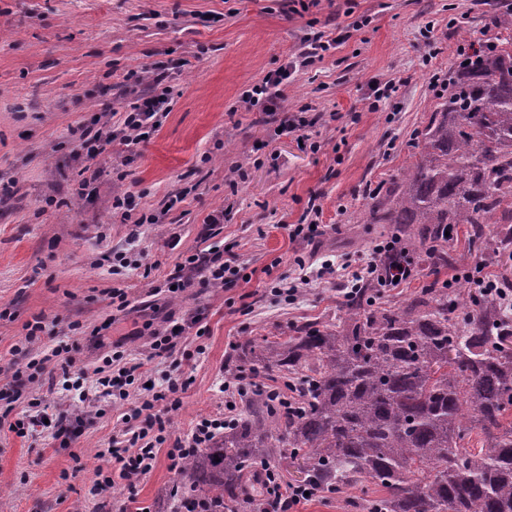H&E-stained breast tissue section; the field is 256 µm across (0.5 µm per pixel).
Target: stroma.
<instances>
[{
	"mask_svg": "<svg viewBox=\"0 0 512 512\" xmlns=\"http://www.w3.org/2000/svg\"><path fill=\"white\" fill-rule=\"evenodd\" d=\"M311 17L338 43L282 87L286 116L319 118L301 144L240 98L305 50ZM497 34L483 0H320L305 17L290 0H0V415L21 417L37 400L43 418L22 437L0 424V512H157L181 483L163 453L147 477L88 494L105 466L98 452L129 410L99 397L96 368L120 351L141 363L140 381H184L177 407H156L173 441L200 417L223 415L221 385L249 338L284 341L304 325L342 331L345 280L320 277L323 262L371 260L384 236L355 217L415 150L439 102L432 71L451 73L458 47ZM156 76L170 98L158 130L131 147L113 142L95 160L98 178L85 181L81 131L150 94ZM374 81L395 93L374 102ZM126 191L136 211L163 214L134 243L112 209ZM176 194L181 202L165 209ZM312 197L321 234L290 237ZM217 210L223 223H208ZM214 244L238 255V282L169 293L175 267ZM122 250L142 264L116 275L108 257ZM303 263L313 273L296 299L274 296L272 284L297 278ZM464 273L422 264L385 299L456 288ZM116 287L130 300L121 312ZM37 319L45 330L25 344ZM174 321L185 326L174 359L151 357V334ZM64 343L87 373L83 392L63 388L51 354ZM40 360L44 371L29 379L24 367ZM61 413L76 421L67 442L50 424Z\"/></svg>",
	"mask_w": 512,
	"mask_h": 512,
	"instance_id": "stroma-1",
	"label": "stroma"
}]
</instances>
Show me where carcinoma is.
Segmentation results:
<instances>
[{"instance_id":"obj_1","label":"carcinoma","mask_w":512,"mask_h":512,"mask_svg":"<svg viewBox=\"0 0 512 512\" xmlns=\"http://www.w3.org/2000/svg\"><path fill=\"white\" fill-rule=\"evenodd\" d=\"M493 24L497 41L454 69L417 151L359 213L393 225L436 271L467 261L444 236L458 224L477 252L512 256V14ZM379 295L355 289L341 334L302 326L283 342L247 340L234 372L276 370L294 409L251 386L224 435L185 463L183 487L210 512H267L253 467L287 457L318 493L361 488L363 512H512V314L464 288L432 285L395 305ZM476 429L479 449L467 443ZM370 482L384 496L368 497Z\"/></svg>"}]
</instances>
